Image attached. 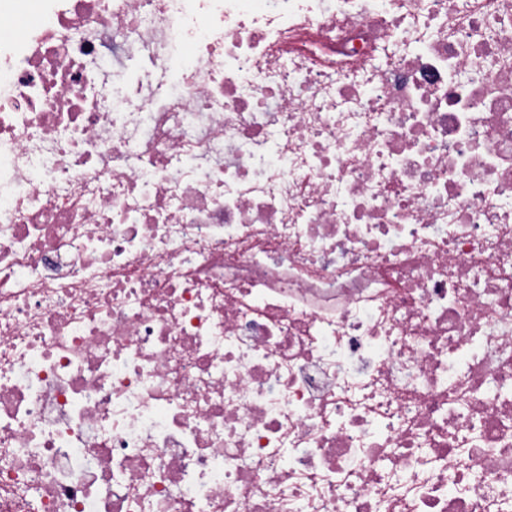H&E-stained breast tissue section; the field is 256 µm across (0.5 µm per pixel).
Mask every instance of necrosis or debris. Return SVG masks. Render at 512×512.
Masks as SVG:
<instances>
[{
	"label": "necrosis or debris",
	"instance_id": "necrosis-or-debris-1",
	"mask_svg": "<svg viewBox=\"0 0 512 512\" xmlns=\"http://www.w3.org/2000/svg\"><path fill=\"white\" fill-rule=\"evenodd\" d=\"M0 512H512V0H0Z\"/></svg>",
	"mask_w": 512,
	"mask_h": 512
}]
</instances>
